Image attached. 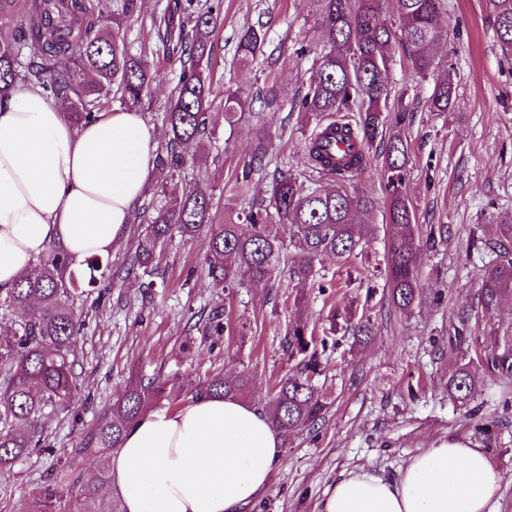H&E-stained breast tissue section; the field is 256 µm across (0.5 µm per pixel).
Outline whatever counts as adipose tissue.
Returning <instances> with one entry per match:
<instances>
[{"label":"adipose tissue","mask_w":512,"mask_h":512,"mask_svg":"<svg viewBox=\"0 0 512 512\" xmlns=\"http://www.w3.org/2000/svg\"><path fill=\"white\" fill-rule=\"evenodd\" d=\"M157 132L112 108L74 124L42 88L0 97V290L50 245L73 266L123 240L153 172ZM282 451L268 417L232 397L151 409L112 455L108 481L124 512H238L262 494ZM501 476L484 448L444 441L393 478L342 472L319 512H491Z\"/></svg>","instance_id":"ef3b65f1"}]
</instances>
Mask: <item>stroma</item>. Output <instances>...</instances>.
Here are the masks:
<instances>
[{
	"label": "stroma",
	"mask_w": 512,
	"mask_h": 512,
	"mask_svg": "<svg viewBox=\"0 0 512 512\" xmlns=\"http://www.w3.org/2000/svg\"><path fill=\"white\" fill-rule=\"evenodd\" d=\"M224 28L218 37L214 95L245 97L249 109L263 112L270 128L272 157L262 176L253 178L247 200L269 199L276 169L307 173L304 145L313 126L291 104L307 88L308 70L320 39L313 0H223ZM441 21L448 38L437 54L452 64L457 86L453 108L430 111V82L411 74L406 52L394 46L392 95L409 106L399 128L408 144L407 193L420 224H444L447 242L428 250L419 270L424 294L407 313L386 298V210L370 221L377 227L357 256L348 261L323 258L314 284L299 285L279 267L272 280L226 291L214 287L206 268L203 236L172 232L157 253L156 288L144 291L140 276L113 278L126 265L146 226L132 216L124 240L109 255L101 284L109 299L100 307L75 301L85 327L74 367L77 390L69 407L45 408L39 418L42 452L0 470V512H28L47 472L69 467L74 478L93 479L100 462L78 454L97 424L132 381L159 376L175 390L161 407L175 411L195 396L214 372L253 379L250 400L263 409L273 382L297 368L285 349L288 323L304 316L331 344L321 354L315 384L327 410L324 421L282 444L266 491L242 512H317L326 489L344 471L366 468L393 476L418 453L447 440L481 444L477 425H494L497 445L488 456L501 476L493 512H512V395L487 367L512 336V294L494 316L467 318L477 306L484 271L472 240L494 241L498 225L512 224V58L497 42L493 17L484 0H444ZM264 24L268 48H281L277 71L261 62L234 58L244 28ZM275 89L278 110H264L262 99ZM217 142L204 161L184 170V185L203 182L213 193L212 215L222 221L225 204L234 202L236 178L255 143L254 123L235 125L214 114ZM345 309L369 317L370 340L360 342L344 328H331L328 312ZM223 311L232 332L205 333V312ZM474 339L456 346L458 328ZM471 363L479 384L468 404L448 398V376Z\"/></svg>",
	"instance_id": "1"
}]
</instances>
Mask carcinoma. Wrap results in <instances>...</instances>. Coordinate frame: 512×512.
<instances>
[{"label":"carcinoma","mask_w":512,"mask_h":512,"mask_svg":"<svg viewBox=\"0 0 512 512\" xmlns=\"http://www.w3.org/2000/svg\"><path fill=\"white\" fill-rule=\"evenodd\" d=\"M324 49L308 78L305 94L295 102L298 111L316 120L305 142L311 185L288 171L273 178L269 203L234 209L224 223L212 222V190L196 183L180 187L176 174L201 162L209 132L213 99L215 42L224 27L222 0H167L162 15L151 23L152 53L180 65L164 120L169 140L157 150L156 169L164 174L161 200L151 202L146 232L129 260V269L142 271L153 286L157 248L172 228L208 240V276L226 290L268 282L281 260L290 262V275L299 283L310 281L315 263L324 257L346 259L360 247L372 228L365 216L375 210L371 196L336 189L341 181L361 177L371 167L370 147L386 126L398 127L405 118L404 96L390 97V50L395 42L406 47L412 74L432 81L428 107L448 112L456 99L450 69L440 70L437 45L447 38L438 23L442 0H397L400 25H388L380 15V0H314ZM141 0H112L109 24L96 14V0H36L21 13V0H0V24L13 26L11 37L0 39V94L22 80L43 87L47 96L67 101L71 120L80 124L117 103L121 107L152 106L148 93L157 79L142 53L127 43V27L140 15ZM494 18L498 41L512 53V0H486ZM267 31L260 26L242 31L234 57L249 63L264 57L267 67L279 58L265 55ZM63 58L72 61L59 69ZM246 116V102L234 93L224 95V122L232 125ZM348 144L345 151H326L329 140ZM264 125L256 126L251 159L243 165L241 180L251 181L262 171L268 155ZM407 142L391 136L383 162L384 187L390 232L386 239L385 286L389 303L410 311L422 297L419 266L424 249L448 238V225L415 222L407 196ZM288 225L290 242L277 227ZM485 264L476 315L491 316L502 297L512 292V225H499ZM102 259L86 260L89 275L67 271L69 260L57 246L20 277L15 286L0 292V311L21 310L24 319L0 330V468L28 456L37 447L38 418L45 407L66 404L73 393V366L83 327L74 298L83 296L97 305L106 288L97 287L94 272ZM231 331L223 314L212 312L207 333ZM309 324L297 317L285 340L289 356H302L299 371L279 381L266 404L271 423L290 437L324 419L326 403L313 380L320 372ZM505 348L488 360L505 387L512 386V336ZM478 377L470 363L458 366L448 378L451 400L466 404ZM167 383L139 381L114 404L112 417L101 421L78 452L106 458L121 447L128 427L149 406L164 397ZM251 394L249 375L236 380L217 372L197 390L199 396L244 397ZM108 478L70 486L71 512H121L108 496ZM58 480L51 476L42 486L32 512H56Z\"/></svg>","instance_id":"carcinoma-1"}]
</instances>
